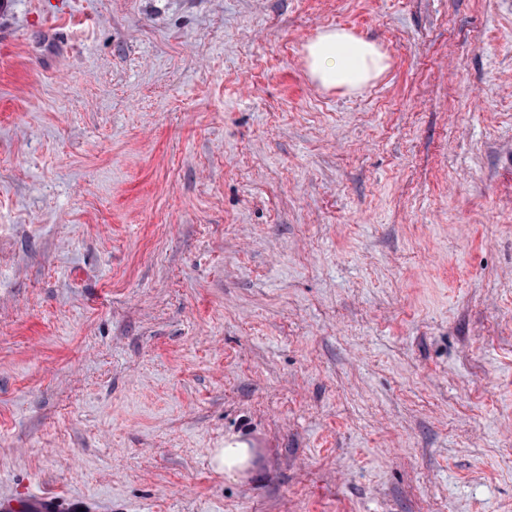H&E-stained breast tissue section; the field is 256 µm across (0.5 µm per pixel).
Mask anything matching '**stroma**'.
<instances>
[{
	"label": "stroma",
	"mask_w": 512,
	"mask_h": 512,
	"mask_svg": "<svg viewBox=\"0 0 512 512\" xmlns=\"http://www.w3.org/2000/svg\"><path fill=\"white\" fill-rule=\"evenodd\" d=\"M332 26L388 59L360 92L306 72ZM35 493L512 512V0H0V508ZM256 452V448H248L243 443H228L215 452L213 458L215 470L224 472L228 476L242 473L252 467Z\"/></svg>",
	"instance_id": "35a3bbf8"
}]
</instances>
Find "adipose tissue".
I'll return each mask as SVG.
<instances>
[{"label":"adipose tissue","instance_id":"obj_1","mask_svg":"<svg viewBox=\"0 0 512 512\" xmlns=\"http://www.w3.org/2000/svg\"><path fill=\"white\" fill-rule=\"evenodd\" d=\"M310 79L325 89L357 92L388 67L377 46L341 28L321 31L305 46Z\"/></svg>","mask_w":512,"mask_h":512}]
</instances>
